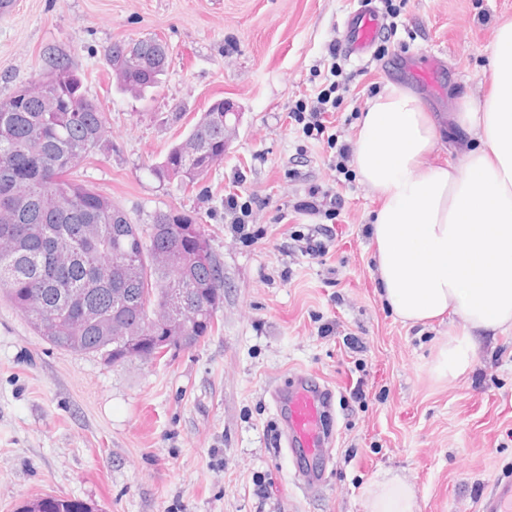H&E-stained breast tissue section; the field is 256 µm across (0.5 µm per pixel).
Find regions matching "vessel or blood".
I'll return each instance as SVG.
<instances>
[{"label": "vessel or blood", "instance_id": "b4317fda", "mask_svg": "<svg viewBox=\"0 0 512 512\" xmlns=\"http://www.w3.org/2000/svg\"><path fill=\"white\" fill-rule=\"evenodd\" d=\"M384 33L383 21L371 0H361L343 22L341 49L351 60L363 59ZM332 389L307 376H297L287 388L275 391V409L284 427L288 448L305 462L303 481L314 487L323 479L321 461L332 454L333 438L324 430V414ZM480 512H512V478H502L479 502Z\"/></svg>", "mask_w": 512, "mask_h": 512}]
</instances>
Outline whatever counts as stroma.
Segmentation results:
<instances>
[{"label": "stroma", "mask_w": 512, "mask_h": 512, "mask_svg": "<svg viewBox=\"0 0 512 512\" xmlns=\"http://www.w3.org/2000/svg\"><path fill=\"white\" fill-rule=\"evenodd\" d=\"M393 3L396 36L358 62L328 53L357 0H15L0 16V99L71 65L110 117L80 180L137 224L158 210L190 213L224 272L218 330L152 362L56 349L0 295V512L46 494L99 512H365V487L388 470L415 487L419 512H479L493 481L512 476V331L476 336L466 371L438 375L464 323L397 318L376 271L374 192L294 119L334 64L327 120L340 141L353 143L369 99L393 81L436 116L435 163L472 149L454 114L483 90L512 0ZM154 35L170 65L137 97L104 49ZM430 59L429 83L417 69ZM221 98L240 113L223 160L189 192L158 180L152 167ZM313 188L343 198L335 219L298 210ZM231 192L253 201L257 239L225 217ZM316 226L328 251L313 259L301 247ZM348 336L365 351L348 349ZM297 373L336 392L334 449L317 488L298 482L279 444L271 391Z\"/></svg>", "instance_id": "35a3bbf8"}]
</instances>
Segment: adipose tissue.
I'll list each match as a JSON object with an SVG mask.
<instances>
[{"label": "adipose tissue", "instance_id": "adipose-tissue-1", "mask_svg": "<svg viewBox=\"0 0 512 512\" xmlns=\"http://www.w3.org/2000/svg\"><path fill=\"white\" fill-rule=\"evenodd\" d=\"M490 76L458 124L477 146L461 162L432 164L438 136L424 101L389 82L367 103L353 146L362 182L376 194L371 228L386 300L406 323L446 316L468 330L512 329V20L499 24ZM367 512H418L398 474L366 488Z\"/></svg>", "mask_w": 512, "mask_h": 512}]
</instances>
